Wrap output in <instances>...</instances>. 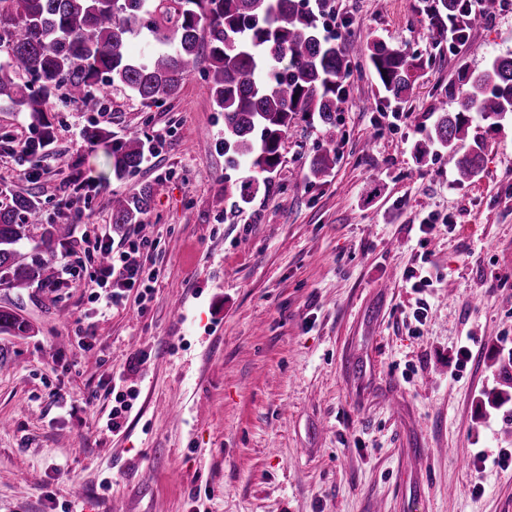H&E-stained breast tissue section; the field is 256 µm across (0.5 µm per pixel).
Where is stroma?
Wrapping results in <instances>:
<instances>
[{"mask_svg": "<svg viewBox=\"0 0 512 512\" xmlns=\"http://www.w3.org/2000/svg\"><path fill=\"white\" fill-rule=\"evenodd\" d=\"M332 5L348 23L347 103L335 127L296 121L269 190L239 217L214 206L240 173L205 58L160 107L121 93L100 112L57 103L40 179L0 156V189L36 192L47 222L73 191L56 155L91 182L60 272L91 264L94 230L129 232L110 200L144 184L155 241L143 302L0 287V306L30 325L0 334V512H512V467L476 459L512 454V120L472 122L485 158L474 181L458 182L447 152L414 158L462 74L512 52V0L456 50L405 0ZM372 38L430 54L405 103L379 94ZM93 124L147 134L156 153L115 179L83 137ZM326 147L336 165L310 179ZM426 273L432 287L414 292ZM117 388L134 396L111 432Z\"/></svg>", "mask_w": 512, "mask_h": 512, "instance_id": "1", "label": "stroma"}]
</instances>
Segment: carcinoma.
Segmentation results:
<instances>
[{
	"instance_id": "carcinoma-1",
	"label": "carcinoma",
	"mask_w": 512,
	"mask_h": 512,
	"mask_svg": "<svg viewBox=\"0 0 512 512\" xmlns=\"http://www.w3.org/2000/svg\"><path fill=\"white\" fill-rule=\"evenodd\" d=\"M418 8L437 33L462 37L499 3L486 0L478 14L469 0H419ZM141 37L152 48L135 54L131 45ZM204 51L210 61L206 89L224 113V156L245 172L216 203L232 198L241 212L269 190L283 139L297 117L333 126L347 102L349 48L321 33L313 10L298 0H0V100L28 113L30 156L54 137L50 112L56 100L100 112L107 96L120 91L146 106L162 105L196 71ZM423 64L421 50L379 39L368 45L367 65L378 90L396 101L409 97ZM464 82L469 90L456 109L440 107L437 121L414 146L419 163L448 150L462 182L478 176L484 163L482 142L468 141L471 115L490 131L512 119V52L491 57L477 75L465 74ZM85 139L108 145L117 180L144 160L146 141L137 134L114 139L91 125ZM334 164L335 151L324 148L312 158L309 176L323 180ZM153 202L148 184L112 195V223H143ZM71 234L69 224L42 222L34 192L10 193L0 203V285L68 287L52 254ZM27 331L29 324L14 309L0 307V333Z\"/></svg>"
}]
</instances>
